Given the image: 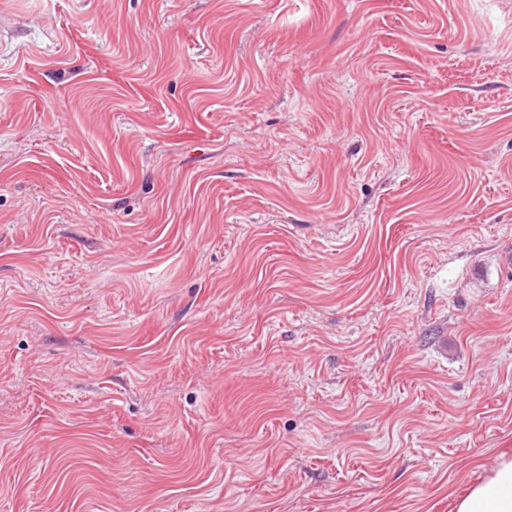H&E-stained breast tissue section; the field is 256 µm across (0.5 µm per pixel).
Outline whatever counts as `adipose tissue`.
Returning <instances> with one entry per match:
<instances>
[{"label":"adipose tissue","mask_w":512,"mask_h":512,"mask_svg":"<svg viewBox=\"0 0 512 512\" xmlns=\"http://www.w3.org/2000/svg\"><path fill=\"white\" fill-rule=\"evenodd\" d=\"M454 512H512V449L501 451L497 464L480 483L455 493Z\"/></svg>","instance_id":"obj_1"}]
</instances>
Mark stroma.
Returning a JSON list of instances; mask_svg holds the SVG:
<instances>
[{
  "label": "stroma",
  "instance_id": "obj_1",
  "mask_svg": "<svg viewBox=\"0 0 512 512\" xmlns=\"http://www.w3.org/2000/svg\"><path fill=\"white\" fill-rule=\"evenodd\" d=\"M512 448V0H0V512H452Z\"/></svg>",
  "mask_w": 512,
  "mask_h": 512
}]
</instances>
